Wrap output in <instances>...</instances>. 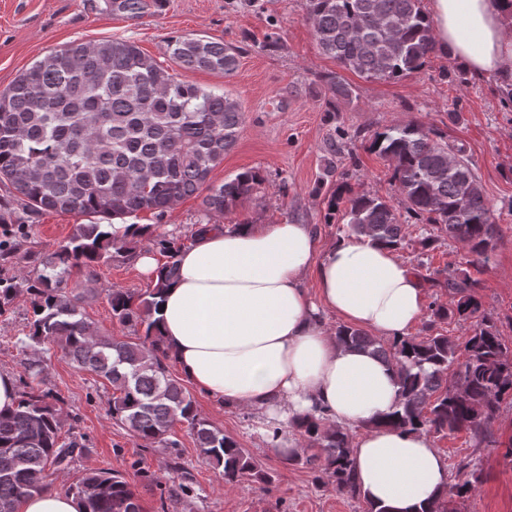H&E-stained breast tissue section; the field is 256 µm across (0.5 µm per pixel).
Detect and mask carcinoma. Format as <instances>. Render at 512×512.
Listing matches in <instances>:
<instances>
[{
    "mask_svg": "<svg viewBox=\"0 0 512 512\" xmlns=\"http://www.w3.org/2000/svg\"><path fill=\"white\" fill-rule=\"evenodd\" d=\"M112 13L142 16L146 0H109ZM303 18L311 24L322 52L365 79L391 80L420 72L437 50L432 22L419 0H303ZM171 60L186 70L232 75L240 49L203 37H171ZM328 90L350 100L352 86L327 76ZM242 108L229 92L216 94L176 78L134 43L122 39L72 43L52 51L0 92V180H6L33 212L56 211L126 221L141 211L161 218L179 201L205 193L204 216L222 215L261 185L259 173L246 170L215 186L211 172L236 144ZM373 150L393 165L392 181L406 202V213L432 226L420 240L435 248L437 229L487 263L498 235L492 207L484 197L465 149L444 141L437 131L417 122L377 132ZM349 227L368 231L394 250L404 240L396 209L388 200L366 192L348 198ZM120 241L100 223L76 225L73 233L41 261L42 269L17 283H0V304L18 287L31 295V346L53 343L78 366L102 376L119 392L110 415L138 438L175 448L166 438L176 421L187 424L201 454L223 468L224 480L251 476L258 470L238 443L200 416L187 389L167 374L168 349L152 314L157 297L175 276L182 244L163 238L159 248L168 261L148 297L135 301L122 289L109 293L112 316L123 324H143L138 340L95 333L84 317L82 296L63 284L77 271L86 280L112 261ZM477 281L461 272L447 278L459 299L449 308L434 304L433 314H458L479 322L459 363L455 344L441 334L404 338L385 349L359 329L338 327L344 344L374 348L396 366L400 398L388 423L428 432L471 434L477 443L501 403L512 399V344H507L474 295ZM50 390L21 392L16 409L0 414V512H16L18 503L44 490L47 471L70 468L81 446L61 439L58 404ZM310 445L323 454L305 458L286 449L284 460L303 463L334 481L337 489L360 495L352 470L348 431L303 417L292 422ZM180 482L161 493L160 509L189 492L191 474L177 461L169 464ZM70 491L81 512H142L137 495L117 472L90 469Z\"/></svg>",
    "mask_w": 512,
    "mask_h": 512,
    "instance_id": "cac0c4a2",
    "label": "carcinoma"
}]
</instances>
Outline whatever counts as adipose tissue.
Returning <instances> with one entry per match:
<instances>
[{
    "instance_id": "obj_1",
    "label": "adipose tissue",
    "mask_w": 512,
    "mask_h": 512,
    "mask_svg": "<svg viewBox=\"0 0 512 512\" xmlns=\"http://www.w3.org/2000/svg\"><path fill=\"white\" fill-rule=\"evenodd\" d=\"M437 49L475 80L512 84V14L504 0H428ZM424 289L395 250L366 233L320 243L310 224H208L178 255L154 313L181 374L220 405L273 423L327 416L356 431L364 499L422 512L448 485L424 430L387 425L394 366L341 344L324 314L395 342L419 321Z\"/></svg>"
}]
</instances>
